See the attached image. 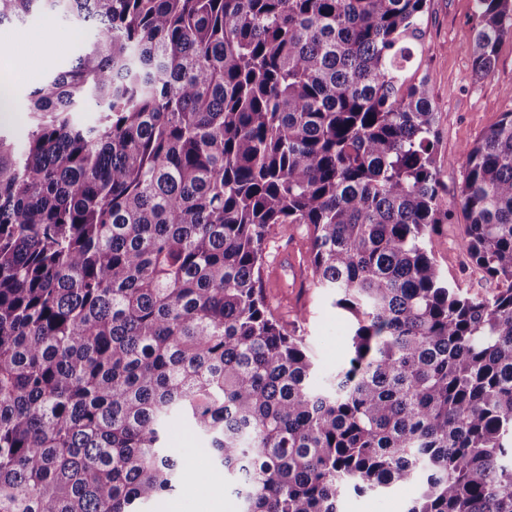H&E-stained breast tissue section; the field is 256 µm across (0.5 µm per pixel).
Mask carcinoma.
I'll list each match as a JSON object with an SVG mask.
<instances>
[{"label": "carcinoma", "instance_id": "obj_1", "mask_svg": "<svg viewBox=\"0 0 512 512\" xmlns=\"http://www.w3.org/2000/svg\"><path fill=\"white\" fill-rule=\"evenodd\" d=\"M430 0H0L95 28L0 122V512H140L206 441L241 512H512V110L458 199L489 295L448 283ZM481 78L512 0H475ZM277 224L351 314L328 382L261 288ZM414 484L397 487L382 494L352 495L345 499L343 512H406L408 505L416 497Z\"/></svg>", "mask_w": 512, "mask_h": 512}]
</instances>
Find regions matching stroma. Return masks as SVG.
<instances>
[{
	"mask_svg": "<svg viewBox=\"0 0 512 512\" xmlns=\"http://www.w3.org/2000/svg\"><path fill=\"white\" fill-rule=\"evenodd\" d=\"M52 22L65 45L39 75L53 73L91 40L90 29L68 25L46 15L29 17L22 25H0V55L17 57V46L10 34L23 32L39 37L45 22ZM478 18L474 0H430L424 16V36L414 50L408 74L426 79L438 129L437 158L447 190L445 199L454 202L461 182L463 151L496 124L502 113L512 110V39L499 47L494 72L485 78L472 71V44ZM288 250L292 264L278 277L263 275L262 287L273 314L283 322H298L300 335L315 357L320 378H327L349 354V320L337 314L332 297L317 287L307 264L310 238L305 226L279 224L272 228L266 252L275 256ZM435 255L450 284L472 294H486L496 288L470 260L464 245V219L454 215L435 238ZM167 445L177 452L183 464L181 483L176 492L151 502L147 512H202L206 503L191 490L194 477L212 480L217 472L213 460H201L204 445L190 427L173 423ZM415 485L407 484L382 494L352 495L345 499L343 512H406L416 497Z\"/></svg>",
	"mask_w": 512,
	"mask_h": 512,
	"instance_id": "stroma-1",
	"label": "stroma"
}]
</instances>
